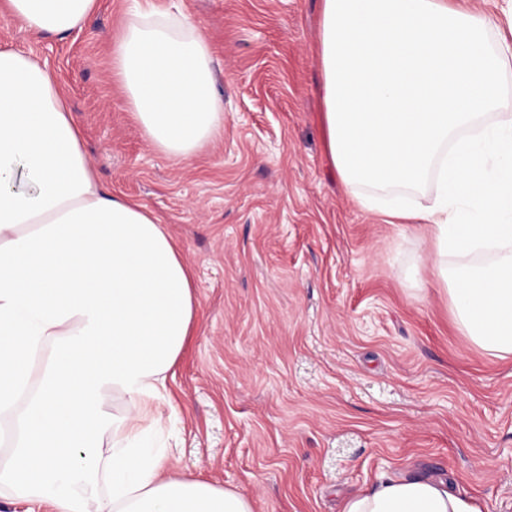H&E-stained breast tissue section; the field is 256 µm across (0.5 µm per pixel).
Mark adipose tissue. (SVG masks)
<instances>
[{
  "label": "adipose tissue",
  "instance_id": "adipose-tissue-1",
  "mask_svg": "<svg viewBox=\"0 0 512 512\" xmlns=\"http://www.w3.org/2000/svg\"><path fill=\"white\" fill-rule=\"evenodd\" d=\"M27 29L65 35L98 0H6ZM322 123L359 206L421 223L459 332L512 355V115L483 122L512 46L466 0H321ZM212 53L193 21L132 0L112 73L146 138L182 161L223 130ZM433 197L411 201L429 176ZM460 263L449 268V256ZM198 300L189 266L145 206L103 191L45 62L0 49V488L50 512H253L239 492L153 446L165 382ZM126 398L110 414L108 395ZM116 446L107 461L104 435ZM107 480L109 493L98 490ZM343 512H481L421 476H384Z\"/></svg>",
  "mask_w": 512,
  "mask_h": 512
}]
</instances>
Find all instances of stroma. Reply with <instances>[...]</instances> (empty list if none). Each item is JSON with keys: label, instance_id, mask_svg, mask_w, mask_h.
<instances>
[{"label": "stroma", "instance_id": "stroma-1", "mask_svg": "<svg viewBox=\"0 0 512 512\" xmlns=\"http://www.w3.org/2000/svg\"><path fill=\"white\" fill-rule=\"evenodd\" d=\"M130 0L66 37L0 11V47L45 61L103 189L144 205L199 299L167 386L179 467L253 512H341L386 473L448 479L512 512V356L460 334L424 225L347 194L319 121L320 0H180L211 46L224 130L176 162L112 75Z\"/></svg>", "mask_w": 512, "mask_h": 512}]
</instances>
